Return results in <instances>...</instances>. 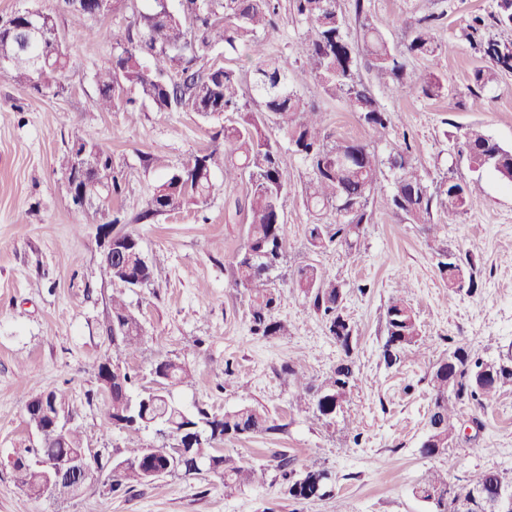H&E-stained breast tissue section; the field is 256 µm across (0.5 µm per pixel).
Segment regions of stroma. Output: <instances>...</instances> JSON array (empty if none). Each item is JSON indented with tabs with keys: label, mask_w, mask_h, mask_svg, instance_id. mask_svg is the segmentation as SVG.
Returning <instances> with one entry per match:
<instances>
[{
	"label": "stroma",
	"mask_w": 512,
	"mask_h": 512,
	"mask_svg": "<svg viewBox=\"0 0 512 512\" xmlns=\"http://www.w3.org/2000/svg\"><path fill=\"white\" fill-rule=\"evenodd\" d=\"M24 5L54 10L69 68L66 90L59 95L36 92L0 75V512H431L413 492L428 470L447 471L452 484L487 469L512 479V387L485 407L460 406L459 421L480 420L476 437L457 436L441 456L420 453L433 363L457 344L484 360L512 354V262L503 260L512 255V186L483 173L482 190L464 211L438 213L443 229L435 238L378 200L370 206L371 221L356 252L333 246L313 252L307 244L313 217L301 199L310 170L291 150H283L288 195L277 316L287 323L288 333L252 335L247 298L229 275L244 241V219L229 204L245 194L246 184L225 182L217 170L212 179L224 189L206 203L142 217L168 167L223 148V139L216 136L220 120L149 106L133 115L102 112L93 105L94 74L112 57L103 31L133 25L138 13L148 9V0H116L76 33L56 0H0V15ZM365 7L394 46L409 38L408 17H439L436 37L452 43V53L430 61L407 58L403 82L386 88L375 85L367 57H359L358 74L372 85L380 107L393 115L387 140L410 141L412 158L427 181L473 179L467 162L452 150L460 131L479 125L512 147V71H496L492 83L478 93L470 91L473 71L487 61L465 33L471 17L487 15L496 0H365ZM302 33L289 14V0H280L277 28L259 36L265 56L287 71L297 70ZM426 69L441 79L440 97L414 89L413 76ZM296 91L321 111L334 139H369L344 100L327 96L317 81L298 85ZM73 127L94 133L122 168L126 188L113 204L125 219L120 230L139 237L155 271L149 284L125 291L144 330L138 353L126 361L128 369L136 373L139 388L148 389L156 360L177 358L191 371L190 379L171 391L183 408L203 406L216 414L245 402L267 408L277 431L224 443L240 465L267 466L265 484L229 491L221 477L205 472L172 474L115 493L105 487L127 439L124 432L103 427L106 396L97 380V362L113 350V286L101 274L99 229L70 203L59 167ZM149 155L164 158L167 168L146 167ZM442 249L470 257L480 284L477 293L451 289L440 278L435 263ZM305 263L342 283L344 313L357 331L355 387L344 411L329 422L315 418L307 402L298 401L284 373L293 364L320 381L342 356L320 316L291 285L293 269ZM400 287L417 315L426 351L406 353L401 364L389 367L381 356L385 310ZM56 389L68 392L72 413L67 425L86 435L102 468L76 499H32L15 483L11 463L41 445L27 422L28 400ZM279 453L288 455L295 474L326 472L320 497L289 496L277 468Z\"/></svg>",
	"instance_id": "stroma-1"
}]
</instances>
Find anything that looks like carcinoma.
<instances>
[{
    "label": "carcinoma",
    "instance_id": "1",
    "mask_svg": "<svg viewBox=\"0 0 512 512\" xmlns=\"http://www.w3.org/2000/svg\"><path fill=\"white\" fill-rule=\"evenodd\" d=\"M498 10L489 14L492 22L512 29V0H498ZM279 0H181L180 9L169 7V0H151L150 8L138 14L135 28L112 29L105 38L113 45L114 53L107 65L94 74L98 95L94 106L102 112H135L137 105L148 101L158 112L185 110L205 119L224 116V125L217 131L223 136L224 149L196 156L190 168L182 167L168 173L152 193L149 208L142 218L177 213L191 204H203L218 191L212 181V171L224 172V181L248 184L246 194L234 201L237 214H244L245 242L231 263L232 280L244 289L249 301L250 331L256 336H284V322L277 319L275 310L280 301L274 287L273 273L284 256L283 196L288 173L282 166L281 144L265 129L266 115L278 116L289 149L306 161L312 176L302 191L305 207L320 216L328 208L336 209V223L308 225V243L312 251L332 245L349 249L357 245L364 226L370 223L369 205L382 191L383 168L392 172V182L386 195L388 204L405 214L412 224L434 236L441 225L434 222V212H457L464 208L474 193L480 190V179L470 181L444 180L435 187L427 184L425 176L413 164L412 146L408 142L389 145L386 159L379 157L372 142L336 141L322 125L321 111L307 105L290 88L298 76L288 73L272 60H263L259 31L276 28ZM292 17L304 26L301 52L306 69L301 77L320 83L324 92L345 100L350 111L361 123L378 136L392 126V113L379 107L370 87L357 74V56L362 53L371 62L378 82L398 83L405 75L404 56L435 58L445 45L435 40L432 30L438 18L424 16L409 18L405 24L412 37L400 50L388 43L372 24L365 11L364 0H355L359 21V41L349 38L348 19L340 0H290ZM485 27V18L476 15L467 26V39L474 43L489 67L474 70L473 85L486 87L493 80V68L512 70V47L494 40H476ZM232 55L247 48L260 58L253 72L252 90L261 100V110L245 112L241 105L243 93L235 69L207 67L204 61L217 46ZM44 58L39 66H31L21 56L5 76L26 85L36 92L65 90L62 77L68 59L62 49L59 34L33 44L27 42L22 30L0 29V52L11 49ZM414 88L427 97H437L443 85L437 75L426 72L413 81ZM458 155L467 159L474 172L492 171L499 177H512V148L495 141L479 126H470L460 135ZM87 150L101 167L98 178L91 181L88 201L79 206L86 220L94 224L109 214L114 200L125 190L124 175L112 160V152L93 134L75 130L67 143L59 165L68 170L73 151ZM139 239L124 234L122 250L112 251V263H103V275L124 288L132 279L148 283L154 276L153 267L139 265ZM466 267L459 255L442 250L437 253L436 268L442 280L448 279V269ZM293 287L303 295L320 315L325 328L342 352L333 373L314 385L290 365L285 374L293 376L297 388L309 396L312 413L333 420L343 411L356 381L355 329L349 319L342 318L344 291L340 282L322 275L316 266L306 264L293 273ZM386 339L381 356L389 367L401 362L409 350L421 351L422 339L417 316L405 299V288L392 298L385 311ZM109 332L117 338V357L108 354L98 360L97 370L106 365L121 364V357L138 352L143 327L138 317L119 295H112V323ZM484 361L471 357L463 346L457 345L437 360L428 377L432 390V405L428 416L429 435L420 446L425 457L443 455L448 451V428L458 416V405L471 403L482 407L485 401L512 387V362L500 366L499 383L477 378ZM155 387L132 397L135 376L128 369L112 376V386L100 383L107 394V426L127 431L136 439L153 430L167 435L182 446L173 472L184 476L198 474L196 461L209 463L208 471L224 479V488L233 490L253 485L263 479L265 469L245 468L230 456L221 453L224 440L273 432L268 413L252 404L243 403L222 415L204 407L187 411L171 398V389L190 376L181 362L162 359L155 364ZM51 406L70 409V398L62 390L50 391L36 397ZM85 447L84 437L69 429L67 436L56 438L46 434L41 446L33 449L40 457L56 458ZM149 447L137 443L127 454L112 463L125 469L112 480L111 490L125 483H145L147 479L134 467L147 459ZM288 455L279 457L277 467L288 478V494L293 498L311 499L320 496L327 474L309 470L293 477L289 471ZM15 481L31 498L44 495L47 472L29 464L13 465ZM85 487L69 479L58 482L50 494L75 497ZM500 488L512 490L498 471L484 470L465 484H448L447 474L430 471L416 489L433 490L439 498L433 502V512H459L458 504L471 493L482 489L488 499L496 500Z\"/></svg>",
    "mask_w": 512,
    "mask_h": 512
}]
</instances>
